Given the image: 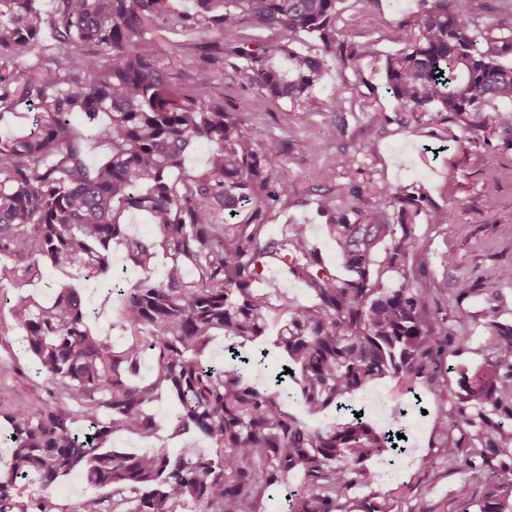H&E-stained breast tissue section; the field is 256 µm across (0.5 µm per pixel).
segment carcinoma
I'll return each instance as SVG.
<instances>
[{"instance_id":"carcinoma-1","label":"carcinoma","mask_w":512,"mask_h":512,"mask_svg":"<svg viewBox=\"0 0 512 512\" xmlns=\"http://www.w3.org/2000/svg\"><path fill=\"white\" fill-rule=\"evenodd\" d=\"M339 0H0V118L35 111L21 137L0 136V282L21 288L44 269L78 268L92 277L112 271L111 245L125 266L143 272L121 297L117 348L89 326L85 296L61 288L49 306L21 292H3L12 323L37 360L43 383L37 406L6 411L12 465L0 471V512H259L266 491L303 473L288 512H390L365 500L351 510L350 491L376 483L368 461L399 451L396 435L354 413L311 429L288 411L297 398L312 414L339 410L372 382L390 377L405 392L422 385L448 390L442 361L448 344L464 345L468 329L448 333L432 305L448 281L415 288L408 271L427 266L409 215L419 200L403 185L378 190L357 219H330L326 237L339 248L345 277L323 262L305 224L280 234L261 222L265 211L293 195L273 174L284 152L278 139L259 140L243 117L224 110L213 65L203 56L189 65L188 82L159 61L148 25L217 29L224 49L246 62L250 81L269 97L298 103L334 63L360 75L376 56L373 41L347 42L336 27ZM407 46L385 61V84L398 112L453 123L489 142L512 134V18L481 33L455 0H420ZM267 30L275 39L241 35ZM49 33L62 55L37 63L31 76L17 64ZM305 35L319 55L289 48ZM84 117L79 133L72 117ZM104 141L105 162L91 164L88 146ZM206 144L204 164L190 172L191 148ZM182 177L172 179L174 171ZM245 209L247 224L232 222ZM144 213L151 232L130 235L126 220ZM399 223L392 224L391 213ZM167 263L154 275L155 259ZM304 282L316 303L286 296L271 301L254 284L270 265ZM402 265L397 288L382 284V269ZM281 326L292 385L258 388L260 356L247 363L240 349L265 334L269 318ZM228 341V367L208 364L215 337ZM484 364L458 374L450 409L434 420L439 456L450 468L492 475L481 502L468 485L455 493L453 512H512V327L495 328ZM152 351L150 381L134 380ZM168 392V438L200 437L206 448H158L123 453L116 433L144 442L159 437L151 407ZM75 405L70 411L64 401ZM82 421L87 430L75 427ZM40 474V493L19 500L20 484ZM80 475L97 493L60 505L51 488Z\"/></svg>"}]
</instances>
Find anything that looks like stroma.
<instances>
[{
  "label": "stroma",
  "instance_id": "obj_1",
  "mask_svg": "<svg viewBox=\"0 0 512 512\" xmlns=\"http://www.w3.org/2000/svg\"><path fill=\"white\" fill-rule=\"evenodd\" d=\"M420 9L419 0H340L337 28L346 40L376 42L378 55L365 61L358 76L341 65L331 66L310 99L299 105L260 95L242 60L232 54L221 55L215 67L225 110L241 113L257 138H276L286 146L274 174L292 183L295 192L287 205L270 208L264 223L276 234L287 224L309 225L323 260L337 275L345 270L335 242L322 233L328 217L319 211L320 198H334L337 216L352 221L360 199L382 187L400 183L420 196L421 207L410 222L427 251L428 265L414 272L413 285L425 288L447 280L448 295L436 304L439 317L452 324L466 322L472 329L467 347L448 351L447 364L453 369L448 379L453 382L456 369L484 362L490 324L512 327V283L488 280L492 270L512 266V147L498 136L478 145L455 124L417 121L395 110L384 87V62L404 48V32ZM151 34L162 63L175 75L186 62L203 55L205 46L221 40L214 30L185 32L160 25L153 26ZM339 92L345 97L343 110H328V102ZM313 141L325 146V154L308 152ZM342 152L354 157L352 171L329 173L326 154ZM342 186L356 187L360 198L339 195ZM435 213L441 222L432 221ZM112 256L111 276L90 279L82 272L50 266L44 278L26 285L25 291L46 301L55 289H81L93 327L114 344H123L125 337L117 326L119 302L112 290L137 280L141 273L124 268L120 248H113ZM461 279L472 287L463 296L456 292ZM23 336V329L17 328L0 338V406H32L30 391L42 382ZM421 401L429 415L408 429L405 452L374 463L379 479L370 492L386 500L390 512H451L460 484H468L478 499L492 486L487 474L444 465L422 467V457L438 452L431 415L450 409L453 401L427 395Z\"/></svg>",
  "mask_w": 512,
  "mask_h": 512
}]
</instances>
